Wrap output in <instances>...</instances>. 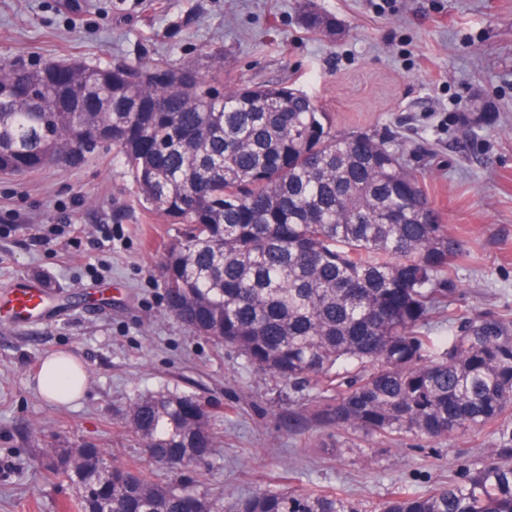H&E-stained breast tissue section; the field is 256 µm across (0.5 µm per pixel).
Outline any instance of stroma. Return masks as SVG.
<instances>
[{
    "mask_svg": "<svg viewBox=\"0 0 512 512\" xmlns=\"http://www.w3.org/2000/svg\"><path fill=\"white\" fill-rule=\"evenodd\" d=\"M302 0H0V57L146 65L192 61L224 85L278 82L312 96L340 131L394 138L448 233L469 253L454 270L455 308L512 313V0H318L335 37L299 22ZM490 112L465 135L459 117ZM177 225L137 200L112 151L78 167L0 175V512H58L71 497L48 478L41 442L93 443L141 463L117 422L133 393L200 397L219 446L167 471L217 501L218 512L259 488L338 489L375 512L397 486L425 492L490 447L492 429L390 443L315 422V391L251 369L231 347L194 335L170 312L163 249ZM53 301L13 318L17 281ZM87 374L81 400L38 391L51 354ZM41 442L26 437L29 423Z\"/></svg>",
    "mask_w": 512,
    "mask_h": 512,
    "instance_id": "obj_1",
    "label": "stroma"
}]
</instances>
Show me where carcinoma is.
<instances>
[{
    "label": "carcinoma",
    "mask_w": 512,
    "mask_h": 512,
    "mask_svg": "<svg viewBox=\"0 0 512 512\" xmlns=\"http://www.w3.org/2000/svg\"><path fill=\"white\" fill-rule=\"evenodd\" d=\"M302 23L336 34L317 0H304ZM0 84L1 174L77 166L107 143L138 201L180 225L164 288L190 331L317 389V415L338 430L440 439L493 427L494 446L461 476L398 488L379 512H512V316L453 317L465 251L390 140L336 131L299 89H226L192 62L31 69L0 58ZM493 121L465 118L471 134ZM444 307L458 324L448 338L428 329ZM120 422L146 465L106 470L112 454L88 444L43 449L47 475L73 489L65 512H213L193 488L154 478L212 455L199 398L138 394ZM233 512L365 510L343 492L264 489Z\"/></svg>",
    "instance_id": "carcinoma-1"
}]
</instances>
